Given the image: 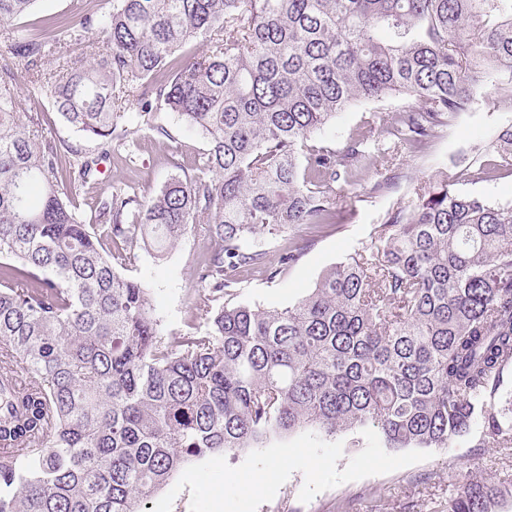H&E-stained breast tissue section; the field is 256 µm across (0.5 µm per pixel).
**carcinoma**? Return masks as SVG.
<instances>
[{
    "label": "carcinoma",
    "instance_id": "1",
    "mask_svg": "<svg viewBox=\"0 0 512 512\" xmlns=\"http://www.w3.org/2000/svg\"><path fill=\"white\" fill-rule=\"evenodd\" d=\"M37 2L0 0V43L95 149L43 135L0 69V512H147L185 464L302 428L348 433L347 448L371 429L398 452L477 425L474 447L512 448L511 203L429 181L296 303L233 301L241 274L280 272L256 238L297 260L288 229L336 223L344 185L388 188L385 165L425 152L485 75L512 107V0H112L32 30ZM198 38L208 51L180 59ZM389 97L407 99L393 122L365 119L341 150L316 139ZM130 99L209 148L148 199L128 184L99 197L89 223L70 189L98 185L112 142L138 132ZM511 162L508 129L457 179ZM192 232L214 242L190 289L204 328L170 340L119 269ZM509 494L472 479L446 512H496Z\"/></svg>",
    "mask_w": 512,
    "mask_h": 512
}]
</instances>
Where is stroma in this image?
I'll use <instances>...</instances> for the list:
<instances>
[{
	"label": "stroma",
	"instance_id": "stroma-1",
	"mask_svg": "<svg viewBox=\"0 0 512 512\" xmlns=\"http://www.w3.org/2000/svg\"><path fill=\"white\" fill-rule=\"evenodd\" d=\"M494 84L490 78L476 88L470 109L445 127L426 153L417 156L402 152L400 164L391 174V184L382 194L374 196L362 188L345 192L338 202L337 223L295 229L294 239L304 247L299 259L275 280L258 275L246 277L238 290V302L266 308L294 304L314 288L327 270L369 245L388 212L407 201L418 184L429 180L445 177L454 180V188L460 193L479 195L493 203H512L511 168H499L488 179L476 183L456 179L461 169L475 164L485 154L502 130L512 127V109L498 105ZM19 95L22 111L44 113L45 135L86 145L85 136L66 123L46 98L25 87ZM401 104V98L393 97L357 105L338 114L317 137L326 145L343 148L364 117L373 113L381 121H392ZM128 118L130 125L139 129L135 141L114 142V154L102 184L73 191L83 214H90L96 196L106 192L112 183L131 182L141 197L153 196L171 176L194 168L208 148L206 139L188 129L177 113L132 112ZM156 124L168 129L169 139L159 142L152 138L149 128ZM209 245V240L192 233L162 260L139 250L136 262L126 270L127 276L148 288L149 302L168 337L185 332L196 314L188 290L194 284L197 256ZM475 477L512 480V455L498 448L477 450L470 444L455 442L433 449L430 459L341 484L306 503L299 499L304 476L297 471L257 512H341L340 504L348 496L355 497L356 512H441L452 488Z\"/></svg>",
	"mask_w": 512,
	"mask_h": 512
}]
</instances>
